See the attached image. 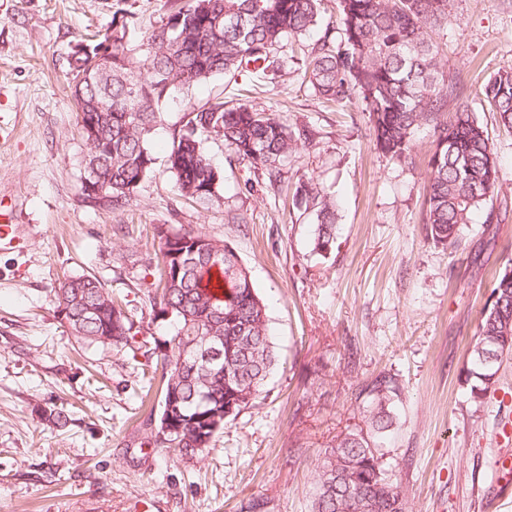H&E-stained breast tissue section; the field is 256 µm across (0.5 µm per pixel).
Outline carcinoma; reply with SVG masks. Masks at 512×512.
<instances>
[{
    "instance_id": "obj_1",
    "label": "carcinoma",
    "mask_w": 512,
    "mask_h": 512,
    "mask_svg": "<svg viewBox=\"0 0 512 512\" xmlns=\"http://www.w3.org/2000/svg\"><path fill=\"white\" fill-rule=\"evenodd\" d=\"M338 25H322V0H167V14L146 38L147 67L135 72L126 53V22L112 18L92 43L72 51L70 90L77 125L96 119V141L86 156L105 186L101 198L86 195L92 208L122 211L150 173V136L162 122V99L215 75H245L275 82L288 70L283 42L311 29L321 34L303 49L305 74L316 95L339 105L361 106L371 139L381 154L402 162L412 156L414 136L431 125L437 137L428 162L425 233L434 245L457 243L460 228L484 211L498 222L494 197L499 166L487 126L457 104L463 88L441 62L443 37L454 0H336ZM112 43V84L100 86L92 57ZM500 126L512 130V65L480 90ZM214 134L230 151L229 162L264 174L273 187L300 143L312 141L306 126L292 127L257 105L228 106L217 96L187 113L172 133L169 169L176 188L200 202L217 198L219 171L207 160L201 136ZM294 196L314 217L312 251L331 252L336 240V201L311 178L297 182ZM159 240L154 289L148 301L156 318L174 322V333L142 334L128 307L102 282L72 276L56 291L72 333L88 345L110 347L132 361L142 356L161 365L156 417L143 429L153 447L193 458L210 447L230 417L252 406L276 365L266 305L258 296L237 251L198 228L155 227ZM219 339V362L197 360L204 338ZM478 397L494 382L503 354L512 353V268L491 283L478 331L468 344ZM398 387L380 375L361 389L366 432H349L324 450L315 470L312 512H409L402 491L389 479L381 449L371 439L392 427L390 407ZM167 422L161 439L153 425Z\"/></svg>"
}]
</instances>
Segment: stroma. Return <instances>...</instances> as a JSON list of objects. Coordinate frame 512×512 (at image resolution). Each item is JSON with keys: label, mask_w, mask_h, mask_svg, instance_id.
Returning a JSON list of instances; mask_svg holds the SVG:
<instances>
[{"label": "stroma", "mask_w": 512, "mask_h": 512, "mask_svg": "<svg viewBox=\"0 0 512 512\" xmlns=\"http://www.w3.org/2000/svg\"><path fill=\"white\" fill-rule=\"evenodd\" d=\"M124 9L142 43L166 0H0V205L13 211L20 248L0 250V512H311L319 455L365 427L358 392L379 374L399 387L384 448L388 474L412 512H482L496 452L512 448V356L473 400L467 345L493 275L512 267V131L479 94L512 64V0H455L444 62L462 104L487 125L500 170L496 238L482 217L460 245L428 242L422 210L434 135L416 133L411 161L374 150L364 113L314 95L298 66L276 83L218 75L162 100L155 159L131 206H85V145L67 88L73 47ZM249 99L312 130L283 169L280 187L228 164L222 138L203 149L220 170L219 199L185 200L167 163L172 133L215 96ZM314 177L336 199V247L313 253L314 220L292 204L291 185ZM194 226L239 253L267 307L277 363L260 396L228 420L193 459L142 444L141 370L125 354L81 343L55 290L89 274L166 335L146 298L158 225ZM65 410V426L51 410Z\"/></svg>", "instance_id": "35a3bbf8"}]
</instances>
